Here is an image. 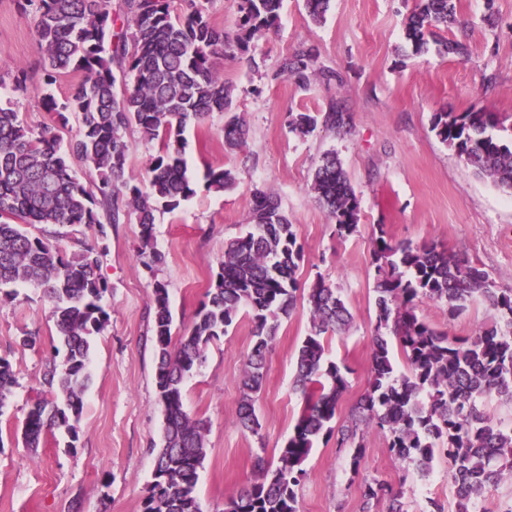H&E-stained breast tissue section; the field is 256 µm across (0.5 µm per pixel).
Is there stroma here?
<instances>
[{"instance_id": "obj_1", "label": "stroma", "mask_w": 512, "mask_h": 512, "mask_svg": "<svg viewBox=\"0 0 512 512\" xmlns=\"http://www.w3.org/2000/svg\"><path fill=\"white\" fill-rule=\"evenodd\" d=\"M413 6L414 0H331L325 21L317 24L303 0H283L275 31L256 35L248 52L217 58V70L233 89V110L247 123V142L234 150L225 146L219 112L187 128L185 159L196 193L176 211L157 214L154 245L163 261L154 271L140 263L139 224H109L101 234L85 224L33 227V234L49 235L66 256L90 247L99 251L109 320L91 344L78 441L55 430L29 448L23 439L27 412L44 396L48 364L60 366L64 359L54 354L57 331L41 288L19 284L0 292V358L16 374L0 404V512H141L163 424L151 341L153 286H166L173 333L181 335L205 298L225 241L245 229L254 189L274 193L296 226L304 255L300 289L266 354L256 402L260 435L237 423L240 380L253 346L248 315H239L226 335L209 344L184 382V406L205 425L206 458L196 489L202 512H224L225 500L253 481L257 457L276 461L296 423L302 404L291 385L297 350L310 330L306 297L316 277L339 288L353 314L350 328L328 343L330 357L349 368L337 424L345 423L364 393L376 333L374 225H384L396 242H437L485 270L496 286L512 288V191L477 176L432 129L436 113L486 110L503 117L499 134L512 140V0H456L459 24L447 36L465 40V60L433 49L418 56L406 52L404 22ZM309 47L331 77L316 75L300 86L279 76L283 57ZM19 65L28 74L21 90L13 82ZM82 77L76 71L46 86L33 17L21 14L16 0H0L1 106H12L33 130L55 126L61 142H69L78 133L77 118L58 124L42 99L49 93L64 99ZM333 105L351 116L344 131L319 128L302 137L290 130L288 113L324 112ZM331 150L360 200L358 231L344 239L310 189L314 168ZM211 168L231 171L234 188L209 189ZM417 313L452 337L474 335L495 321L481 300L454 319L441 303L420 304ZM26 335L36 337L35 346L21 345ZM365 445L361 477H379L403 490L407 512H426L432 499L444 512H455L445 458L436 457L424 481L388 451L383 432L370 430ZM305 468L300 512H363L349 456L335 441L318 442Z\"/></svg>"}]
</instances>
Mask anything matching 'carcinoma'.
I'll list each match as a JSON object with an SVG mask.
<instances>
[{
  "instance_id": "1",
  "label": "carcinoma",
  "mask_w": 512,
  "mask_h": 512,
  "mask_svg": "<svg viewBox=\"0 0 512 512\" xmlns=\"http://www.w3.org/2000/svg\"><path fill=\"white\" fill-rule=\"evenodd\" d=\"M282 2L237 0L241 34L232 43L197 0H186L182 13L174 12L172 0H121L117 31L111 0H18L20 11L35 22L44 83L52 86L70 72L84 73L64 101L52 95L42 100L44 109L62 121L67 112L77 114L80 133L65 150L55 128L35 133L15 109L0 106V287L34 283L43 288L66 349L64 372L44 376L53 399L36 402L26 415L27 446H39L43 432L54 429L78 439L91 340L109 315L102 305L107 287L99 275L100 255L89 248L68 259L50 239L32 236L21 225L94 224L103 235L104 225L133 216L141 227L142 265L153 270L162 262L152 242L156 213L171 212L195 194L184 159L187 126L221 112L225 145L240 146L247 133L233 111V89L224 85L213 58L234 46L246 50L255 35L275 29ZM304 6L320 23L330 0H304ZM454 21V0H415L405 25L413 54L435 45L466 56L465 44L444 36ZM316 64L317 54L302 49L281 60L279 75L304 85L318 71ZM349 121L339 106L316 114L288 113L289 126L303 137L319 126L340 132ZM501 125L495 112H439L432 130L475 173L512 190V142L493 134ZM132 128L160 144L144 181L126 177L125 135ZM72 155L95 178L81 180L69 165ZM207 181L223 191L234 177L211 168ZM311 191L339 237L357 232L360 201L336 152L320 157ZM302 259L295 224L273 193L257 188L245 231L224 242L206 299L191 328L176 340L168 290L155 283L152 340L164 426L142 512H202L196 488L206 457L204 427L185 410L183 383L241 312L251 318L255 343L243 370L237 416L243 428L260 435L255 402L266 353L281 319L294 310ZM371 260L377 334L367 388L348 424L332 426L349 381L348 368L329 357L326 343L349 327L352 315L338 288L320 277L308 288L311 330L296 357L293 390L303 397L301 413L277 464L257 457L258 477L224 502V512H299L298 489L314 444L338 434L337 447L349 449L350 470L357 477L364 431L370 428L388 433L389 451L414 465L421 478L431 473L435 456H444L457 512H475L487 489L512 479V426L483 410L493 394L512 402V288L497 287L484 270L436 243L394 244L382 224L374 230ZM476 299L488 303L498 320L469 339L449 337L416 312L422 302L443 303L454 318ZM397 352L406 363L404 372ZM15 383L10 363L1 359L0 404ZM360 492L365 512L384 498L387 512H407L403 492L383 479L362 478Z\"/></svg>"
}]
</instances>
